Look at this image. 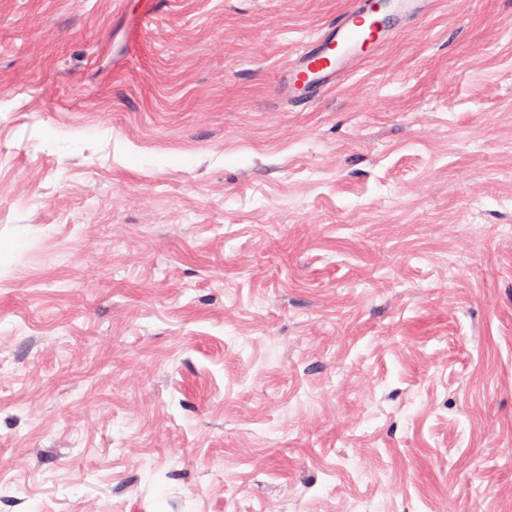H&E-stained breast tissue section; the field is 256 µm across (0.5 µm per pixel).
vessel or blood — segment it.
<instances>
[{
  "label": "vessel or blood",
  "mask_w": 512,
  "mask_h": 512,
  "mask_svg": "<svg viewBox=\"0 0 512 512\" xmlns=\"http://www.w3.org/2000/svg\"><path fill=\"white\" fill-rule=\"evenodd\" d=\"M375 12L372 0H355L332 27L304 47L284 77L289 90L305 94L336 82L359 48L379 42L382 32L372 22Z\"/></svg>",
  "instance_id": "b4317fda"
}]
</instances>
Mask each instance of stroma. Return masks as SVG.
Returning a JSON list of instances; mask_svg holds the SVG:
<instances>
[{
    "label": "stroma",
    "mask_w": 512,
    "mask_h": 512,
    "mask_svg": "<svg viewBox=\"0 0 512 512\" xmlns=\"http://www.w3.org/2000/svg\"><path fill=\"white\" fill-rule=\"evenodd\" d=\"M0 0V512H512V0ZM346 9L327 31L304 47L293 68L284 75L288 90L306 94L312 88L336 82L338 76L359 48L378 43L382 31L371 17L377 13L372 2L357 0ZM371 19L370 24L367 20Z\"/></svg>",
    "instance_id": "35a3bbf8"
}]
</instances>
